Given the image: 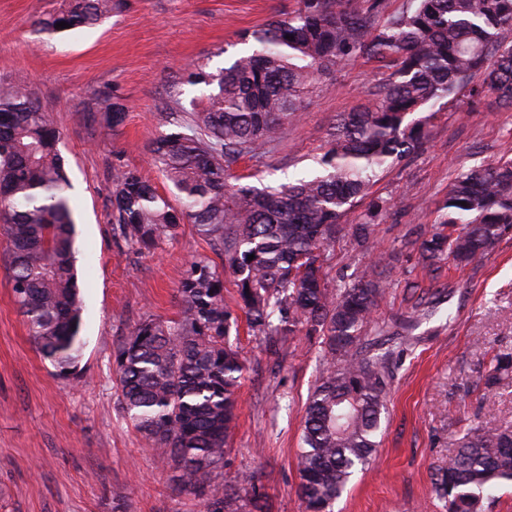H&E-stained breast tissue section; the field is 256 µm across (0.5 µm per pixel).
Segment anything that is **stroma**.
I'll return each instance as SVG.
<instances>
[{"mask_svg":"<svg viewBox=\"0 0 512 512\" xmlns=\"http://www.w3.org/2000/svg\"><path fill=\"white\" fill-rule=\"evenodd\" d=\"M118 2L103 23L50 37L34 20L57 0H0V83L30 90L61 132L85 304L79 376L64 378L27 333L0 248V512H205L172 487L171 469L122 411L114 354L145 317H175L190 260L219 257L190 223L148 252L126 241L112 215V172L137 171L170 197L150 148L169 130V109L204 98L186 68L199 62L212 71L248 51L241 34L293 11L297 0ZM391 72L389 61L360 57L321 77L262 162L232 166L230 184L276 187L313 173L339 113ZM115 103L126 119L114 129L100 116ZM434 109L422 150L380 172L370 196L392 203L373 228L372 248L395 257L375 322L409 315L421 297L438 298V309L413 328L396 360L376 460L334 512H448L435 480L459 435L477 422L512 429V375L491 388L483 380L493 356L512 351V234L482 265L447 263L433 273L415 245L439 224L461 167L512 157V107L490 97L473 103L461 91ZM368 260L341 238L327 253L329 278L351 281ZM229 341L246 371L224 469L255 475L263 512H304L295 457L324 368L320 346L302 335L271 344L244 324Z\"/></svg>","mask_w":512,"mask_h":512,"instance_id":"stroma-1","label":"stroma"}]
</instances>
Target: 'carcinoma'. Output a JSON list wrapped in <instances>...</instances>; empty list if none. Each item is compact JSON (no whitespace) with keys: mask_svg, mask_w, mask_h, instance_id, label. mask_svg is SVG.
<instances>
[{"mask_svg":"<svg viewBox=\"0 0 512 512\" xmlns=\"http://www.w3.org/2000/svg\"><path fill=\"white\" fill-rule=\"evenodd\" d=\"M382 0H298L251 33L254 48L215 71L190 68L187 83L208 88L206 102L184 117L170 112L169 132L151 149L175 207L137 172L114 168L115 223L131 243L151 249L197 226L235 275L238 305L255 336L318 339L325 371L305 410L298 452V495L305 512H333L356 472L375 454L393 377L392 353L368 338L386 298L392 258L379 254L341 288L329 285L325 251L347 233L370 247L376 218L341 221L369 194L376 173L419 151L432 105L469 88L512 106V0H409L375 25ZM112 16V0H61L35 25L52 36ZM389 59L386 84L341 114L320 169L279 188L231 186L228 170L260 161L312 84L355 58ZM60 132L49 112L18 87H0V239L6 243L15 302L38 353L59 373L75 368L83 300L75 273L74 219ZM443 221L419 243L423 264L478 265L512 232V160L462 168L448 184ZM254 259H248L249 255ZM176 318L138 322L115 355L119 404L170 466L176 488L206 512H262L251 475L224 482V457L245 370L228 336L238 328L224 305V272L207 259L190 262L178 288ZM412 319L384 323L378 335L406 336ZM512 352H499L484 376L500 382ZM512 483V431L487 422L467 429L440 470L437 489L448 512H481L486 493Z\"/></svg>","mask_w":512,"mask_h":512,"instance_id":"obj_1","label":"carcinoma"}]
</instances>
